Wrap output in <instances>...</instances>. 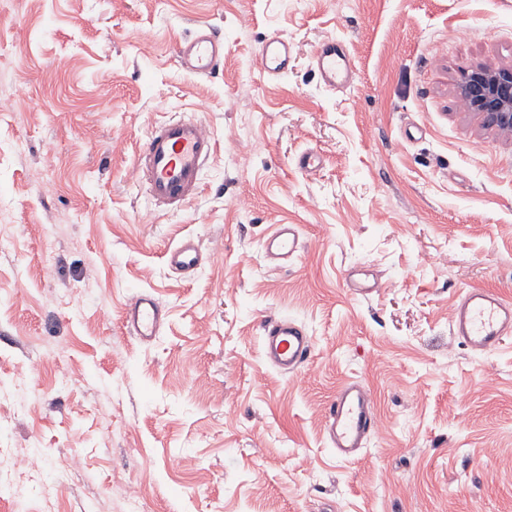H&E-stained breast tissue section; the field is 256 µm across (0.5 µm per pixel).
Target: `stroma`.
Listing matches in <instances>:
<instances>
[{
	"mask_svg": "<svg viewBox=\"0 0 512 512\" xmlns=\"http://www.w3.org/2000/svg\"><path fill=\"white\" fill-rule=\"evenodd\" d=\"M201 25L208 77L177 55ZM273 34L294 62L267 78ZM326 36L351 87L319 78ZM477 65L512 67V0H0V483L29 512H129L131 485L144 512H512V336L450 332L462 290L512 299V132L461 99ZM181 115L216 147L164 210L134 160ZM274 224L298 257L266 259ZM185 238L190 279L166 264ZM140 293L165 313L149 341L123 324ZM280 317L311 338L301 372L264 359ZM351 380L380 427L345 461L325 421ZM30 455L59 480L17 472ZM182 65L194 75L210 76L224 58V42L211 29L197 31L179 47ZM292 58V47L280 36H269L260 45L257 59L260 69L272 77L288 73ZM323 85L330 89L348 86L353 81V62L348 51L336 39H323L313 53ZM265 256L271 260L295 257L301 250L298 227L294 224H274L261 242ZM169 267L180 275H194L202 265V253L192 239L179 242L167 252Z\"/></svg>",
	"mask_w": 512,
	"mask_h": 512,
	"instance_id": "obj_1",
	"label": "stroma"
}]
</instances>
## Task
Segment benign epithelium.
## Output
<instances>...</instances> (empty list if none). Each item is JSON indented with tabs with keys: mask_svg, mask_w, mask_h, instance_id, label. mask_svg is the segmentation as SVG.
<instances>
[{
	"mask_svg": "<svg viewBox=\"0 0 512 512\" xmlns=\"http://www.w3.org/2000/svg\"><path fill=\"white\" fill-rule=\"evenodd\" d=\"M459 94L485 122L512 132V68L474 67L463 74Z\"/></svg>",
	"mask_w": 512,
	"mask_h": 512,
	"instance_id": "benign-epithelium-1",
	"label": "benign epithelium"
}]
</instances>
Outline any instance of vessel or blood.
<instances>
[{
	"label": "vessel or blood",
	"mask_w": 512,
	"mask_h": 512,
	"mask_svg": "<svg viewBox=\"0 0 512 512\" xmlns=\"http://www.w3.org/2000/svg\"><path fill=\"white\" fill-rule=\"evenodd\" d=\"M182 65L194 75L210 76L224 58V42L211 29L197 31L179 47ZM292 47L282 37H267L257 59L261 70L272 77L287 74ZM324 86L334 90L353 81V62L342 44L323 39L313 53ZM214 140L203 123L194 118L165 120L150 128L135 167L155 203L167 209L182 208L200 188L202 167L214 152ZM265 256L282 260L301 250L299 231L293 224H276L261 242ZM169 267L182 275H194L202 264V253L194 240L186 239L170 248ZM164 312L155 299L145 294L134 297L124 313L129 333L146 340L156 336ZM454 336L472 350L488 353L498 349L512 335V302L499 293L482 288L464 291L450 315ZM266 362L288 373L299 371L308 361L312 343L297 321L278 318L262 329ZM374 400L358 382L344 384L330 402L325 435L337 457L355 458L367 438L375 432Z\"/></svg>",
	"instance_id": "vessel-or-blood-1"
}]
</instances>
